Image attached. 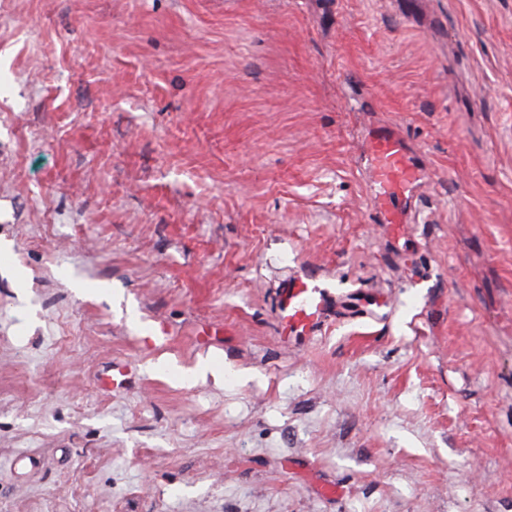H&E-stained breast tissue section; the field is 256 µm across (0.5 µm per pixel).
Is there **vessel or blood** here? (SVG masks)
Segmentation results:
<instances>
[{
    "mask_svg": "<svg viewBox=\"0 0 512 512\" xmlns=\"http://www.w3.org/2000/svg\"><path fill=\"white\" fill-rule=\"evenodd\" d=\"M369 191L382 223H403L416 197L420 170L409 157L400 136L393 130L377 127L367 137ZM322 302L317 288L301 277L289 284L281 309V325L287 341L299 340L313 328L320 316Z\"/></svg>",
    "mask_w": 512,
    "mask_h": 512,
    "instance_id": "vessel-or-blood-1",
    "label": "vessel or blood"
}]
</instances>
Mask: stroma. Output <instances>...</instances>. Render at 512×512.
<instances>
[{
  "mask_svg": "<svg viewBox=\"0 0 512 512\" xmlns=\"http://www.w3.org/2000/svg\"><path fill=\"white\" fill-rule=\"evenodd\" d=\"M0 512H512V0H0ZM369 191L382 224H405L416 197L420 170L408 156L404 142L392 129L377 127L367 137ZM286 301L281 309V325L288 342L298 341L300 336L317 324L322 302L318 289L307 277L293 281L286 288Z\"/></svg>",
  "mask_w": 512,
  "mask_h": 512,
  "instance_id": "obj_1",
  "label": "stroma"
}]
</instances>
